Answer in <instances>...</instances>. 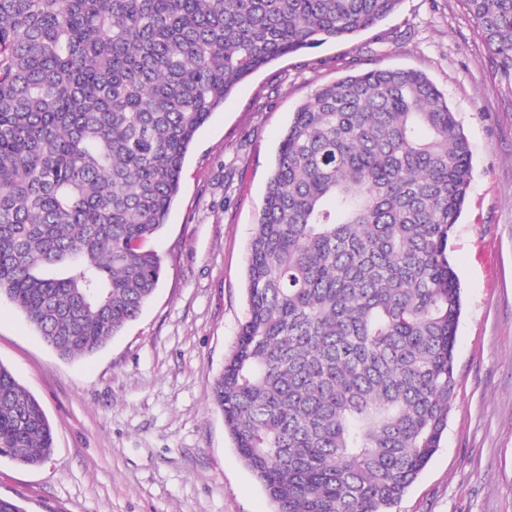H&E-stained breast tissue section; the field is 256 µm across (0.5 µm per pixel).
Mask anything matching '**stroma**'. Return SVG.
Wrapping results in <instances>:
<instances>
[{
	"label": "stroma",
	"mask_w": 512,
	"mask_h": 512,
	"mask_svg": "<svg viewBox=\"0 0 512 512\" xmlns=\"http://www.w3.org/2000/svg\"><path fill=\"white\" fill-rule=\"evenodd\" d=\"M488 55L458 0H402L351 40L257 70L189 150L153 240L152 300L92 357L59 359L0 297V363L54 436L40 467L0 459V497L26 512H273L211 402L245 313L247 245L296 108L346 73L391 67L426 74L473 149L450 252L463 307L448 428L397 512H512V107Z\"/></svg>",
	"instance_id": "35a3bbf8"
}]
</instances>
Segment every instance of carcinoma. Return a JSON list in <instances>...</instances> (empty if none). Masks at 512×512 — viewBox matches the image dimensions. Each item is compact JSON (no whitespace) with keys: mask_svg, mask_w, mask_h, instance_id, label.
Segmentation results:
<instances>
[{"mask_svg":"<svg viewBox=\"0 0 512 512\" xmlns=\"http://www.w3.org/2000/svg\"><path fill=\"white\" fill-rule=\"evenodd\" d=\"M400 0H0V296L64 360L152 297L188 150L263 65L377 26ZM512 103V0H460ZM472 177L423 73L376 68L293 112L214 378L274 512H394L440 447L461 315L448 245ZM53 450L0 363V457Z\"/></svg>","mask_w":512,"mask_h":512,"instance_id":"cac0c4a2","label":"carcinoma"}]
</instances>
